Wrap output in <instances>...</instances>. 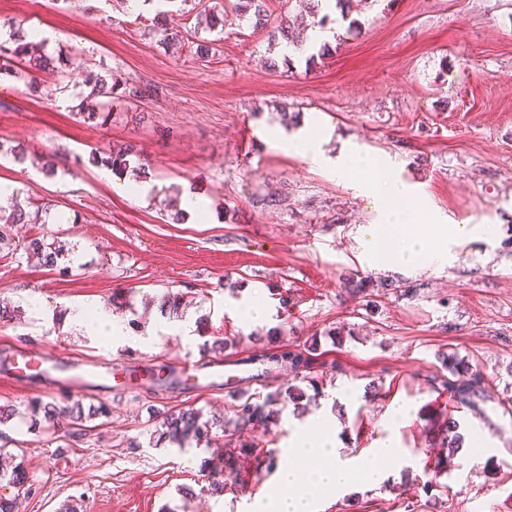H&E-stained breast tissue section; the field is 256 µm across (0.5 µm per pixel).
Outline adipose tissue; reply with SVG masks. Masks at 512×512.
<instances>
[{
	"label": "adipose tissue",
	"mask_w": 512,
	"mask_h": 512,
	"mask_svg": "<svg viewBox=\"0 0 512 512\" xmlns=\"http://www.w3.org/2000/svg\"><path fill=\"white\" fill-rule=\"evenodd\" d=\"M389 192L376 193L375 198L385 216L384 223L366 228L362 246L369 262L387 266H412L420 262L447 260L452 245L471 235L466 224H434L428 236L405 234L409 214L392 207L395 198L405 197L409 187L389 179ZM318 439L304 433L291 438V461L279 473V494L256 502L254 512H314L320 494H335L354 484L356 479L375 484L381 479L380 459L396 456L397 448L385 446L363 458L342 457L336 447V429L332 421L322 420Z\"/></svg>",
	"instance_id": "1"
}]
</instances>
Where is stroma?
<instances>
[{
    "label": "stroma",
    "instance_id": "1",
    "mask_svg": "<svg viewBox=\"0 0 512 512\" xmlns=\"http://www.w3.org/2000/svg\"><path fill=\"white\" fill-rule=\"evenodd\" d=\"M153 6L139 14L113 0H0V20L19 18L51 39V54L81 48L122 79L158 87V97L114 106L110 122L75 118L72 94L54 78L37 96L0 81V142L54 156V177L0 158V184L23 190L66 214L63 223L21 224L22 236L58 235L73 246L68 273L21 255L0 256V359L17 351L54 352L87 368L113 363L138 371L134 387L95 383L82 390L38 375L0 378V405L14 416L0 426V455L23 465L32 491L21 512H251L278 485L277 472L245 461L223 494L207 490L214 448L182 450L159 440L158 412L181 407L204 418L225 416L241 393L294 384L288 369L266 370L267 334L295 348L317 343L313 373L322 383L304 412L285 408L269 449L278 462L296 429L317 438L318 418L336 423L345 457L382 443L400 448L381 461L386 479L356 480L348 493L322 495L317 512H512V0H353L360 34L331 41L327 57L270 68L265 33L228 26L215 55L168 54L146 34ZM296 113L295 125L281 111ZM321 139L316 166L294 147ZM131 142L149 166L150 184L177 186L203 205L204 219H163V197L132 201L120 178L103 179L91 151ZM388 160L411 186L412 232L432 233L428 215L477 226L447 264L391 268L368 263L360 239L380 223L374 197L342 177L340 153ZM371 277L370 295L348 290L355 274ZM398 290H390L389 282ZM134 345L111 344L70 325L68 311L111 307ZM187 294L179 314L162 313L172 292ZM259 298L268 319L245 322ZM189 331H182V321ZM235 338L224 353V379L209 377V346ZM476 365L487 397L477 408L449 407L433 390L444 355ZM196 375L181 373L183 359ZM170 375L154 390L147 375ZM104 405L108 414L72 435L68 419L32 427L34 402ZM409 413L395 419V409ZM462 435L482 432L487 449L463 448L447 473L433 477L442 423ZM431 490H424V483Z\"/></svg>",
    "mask_w": 512,
    "mask_h": 512
}]
</instances>
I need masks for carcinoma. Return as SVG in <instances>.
<instances>
[{
    "instance_id": "carcinoma-1",
    "label": "carcinoma",
    "mask_w": 512,
    "mask_h": 512,
    "mask_svg": "<svg viewBox=\"0 0 512 512\" xmlns=\"http://www.w3.org/2000/svg\"><path fill=\"white\" fill-rule=\"evenodd\" d=\"M268 0H213L199 11L201 15L198 25L193 27V34L187 36L179 26L172 24V10H161L156 14L157 21L153 26V33L158 41L167 48L177 52L185 45V40L191 38L197 41L196 51L200 57L205 58L215 50V46L224 40V16L231 12L239 20V25H246L253 30H263L269 21ZM303 11L307 20L298 24L283 18L277 26V31L270 37L302 49L306 40V30L309 27L327 29L331 25L348 23L346 31L351 33L359 30L360 24L349 19L350 0H301ZM23 23L11 21L0 23V30H7L8 38H0V76L5 75L16 81H22L27 89H37V78L41 74L56 76L64 79L71 69H80L85 74V86L90 92L77 94L79 103L75 105L72 114L83 122L104 125L111 117L112 100L119 96L127 102H142L155 94V91L146 85L121 81L112 74H101L90 68V59L86 51L77 49L67 57L52 56L45 52L43 44L27 39L22 32ZM214 35V38H203L201 32ZM89 161L94 164L112 168L120 176L132 175L136 179L148 177L146 163L135 146L125 144L116 146L108 151H96L90 154ZM36 207L43 211L50 209L47 203L37 204L32 198L22 196L19 190L12 191L6 202H0V253L14 255L21 251L29 257L42 262V265L54 267L59 256L64 251V245L57 246L46 242L43 236H31L17 240L12 234V226L28 223L27 209ZM317 351V341H312L307 348L298 350L282 342L273 347L268 362L280 367H288L296 375H302V381L308 382L314 391L319 389L314 378L308 376L314 361L312 356ZM448 374L434 378L437 388L448 393V401L457 405L476 407L478 402L484 400L486 387L484 376L480 370L471 363L449 356L445 361ZM305 392L297 387H289L288 392L282 394L278 391L269 392L264 396L251 395L238 397L230 407V417L227 424L232 426L233 434L249 431L266 434L271 427L277 424L281 411L286 404H299ZM43 410L44 417L51 419L59 414L67 416L75 430L82 431L84 421L93 416L107 415L106 407H90L88 409L80 403L58 408L52 404H35L33 410ZM203 414L194 408H180L165 411L161 414L160 436L162 440L183 448L193 442L201 443L208 440L209 425L202 420ZM442 441L450 452H455L462 445V436L458 432L457 422L453 417L443 421ZM263 439L254 440L241 445L238 455L229 454L224 458V473L227 476L237 477L243 465L241 458L256 460V466L271 470L276 466L273 451L264 449Z\"/></svg>"
}]
</instances>
